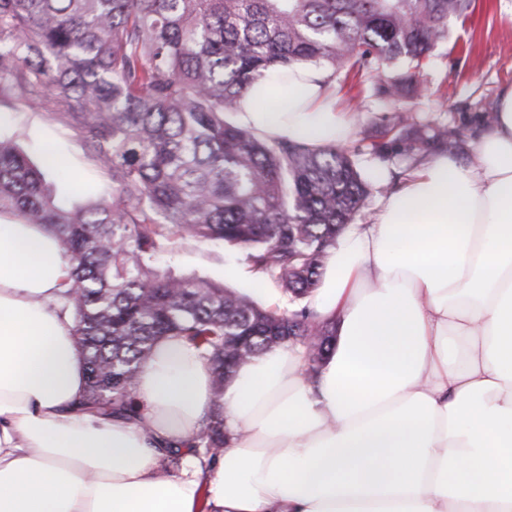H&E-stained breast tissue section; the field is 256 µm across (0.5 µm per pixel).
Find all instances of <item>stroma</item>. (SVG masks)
I'll use <instances>...</instances> for the list:
<instances>
[{"instance_id":"1","label":"stroma","mask_w":512,"mask_h":512,"mask_svg":"<svg viewBox=\"0 0 512 512\" xmlns=\"http://www.w3.org/2000/svg\"><path fill=\"white\" fill-rule=\"evenodd\" d=\"M428 92L418 97L404 93L388 102L358 92L349 84L336 81L330 91L337 108L351 121L354 134L346 147L355 153L371 189L355 220L366 223L375 215L386 190L396 189L407 173L419 165L398 145L376 151L386 130L397 115L409 116L414 130L433 132L448 126L459 136L444 152L457 161H471L469 144L487 124L502 86L512 84V0H472L467 17L451 22L447 43L439 46L419 71ZM0 130L14 134L21 149L33 163H41L46 146L75 175L67 189L76 202L111 197L112 175L96 168L83 142L72 133H63L46 111L25 106L0 108ZM162 263L176 272L194 273L240 288L250 273L239 251L220 242L177 241L172 250L160 256Z\"/></svg>"}]
</instances>
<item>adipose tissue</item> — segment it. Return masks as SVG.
<instances>
[{
	"label": "adipose tissue",
	"mask_w": 512,
	"mask_h": 512,
	"mask_svg": "<svg viewBox=\"0 0 512 512\" xmlns=\"http://www.w3.org/2000/svg\"><path fill=\"white\" fill-rule=\"evenodd\" d=\"M267 73L238 124L342 143L323 71ZM465 165L433 156L351 224L308 304L336 329L315 376L296 346L241 366L221 397L196 350L159 339L135 419L83 412V355L56 237L0 216V512H512V85ZM228 444L189 446L215 409ZM183 452L165 466V445Z\"/></svg>",
	"instance_id": "1"
}]
</instances>
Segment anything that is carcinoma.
<instances>
[{
	"label": "carcinoma",
	"instance_id": "cac0c4a2",
	"mask_svg": "<svg viewBox=\"0 0 512 512\" xmlns=\"http://www.w3.org/2000/svg\"><path fill=\"white\" fill-rule=\"evenodd\" d=\"M470 0H0V105L54 118L112 172V199L78 205L45 183L61 165L31 164L0 131V214L55 235L71 264L64 305L85 360L84 411L133 413L127 397L162 336L184 339L215 394L249 360L310 345L317 373L334 333L306 305L261 298L153 257L178 239L221 241L252 275L292 300L319 285L330 249L369 181L336 144L270 138L229 120L265 72L313 63L328 81L371 80L378 94L421 95L416 70L448 40ZM446 127L405 150L445 146ZM222 413L192 450L224 452Z\"/></svg>",
	"mask_w": 512,
	"mask_h": 512
}]
</instances>
